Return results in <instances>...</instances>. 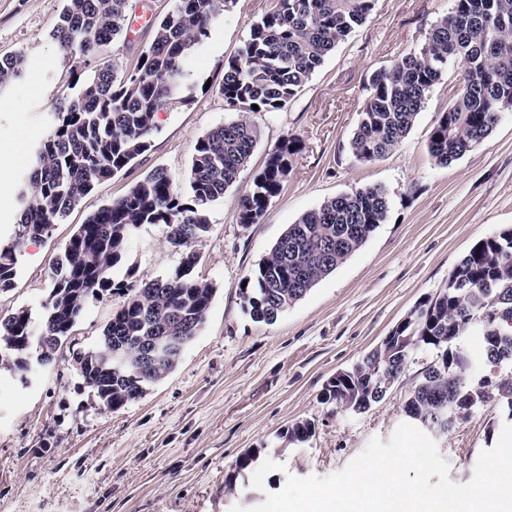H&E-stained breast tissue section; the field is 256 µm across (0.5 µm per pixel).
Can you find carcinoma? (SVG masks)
Listing matches in <instances>:
<instances>
[{"label":"carcinoma","mask_w":512,"mask_h":512,"mask_svg":"<svg viewBox=\"0 0 512 512\" xmlns=\"http://www.w3.org/2000/svg\"><path fill=\"white\" fill-rule=\"evenodd\" d=\"M130 0H64L52 39L61 53L87 62L124 35ZM235 0H176L153 27L149 46L133 70L117 77L108 62L81 80L76 94L51 107L49 130L33 153L19 185L18 229L0 244V290L12 285L24 240L49 236L54 224L78 207L96 186L109 180L150 147L155 117L186 99L187 51L208 36L218 14ZM374 0H277L276 8L251 26L241 54L224 65L219 93L241 112L219 124L194 148L189 186L182 194L163 168L148 172L125 195L102 206L79 225L52 272V289L39 317L27 309L0 316V364L24 377L38 362L51 363L91 299L112 290L124 301L113 312L97 346L75 357L83 384L100 405L117 410L140 398L173 371L186 346L205 323L214 286L195 275L194 244L208 232V206L223 198L247 166L259 141L250 120L253 106L276 112L310 79L338 43L361 26ZM460 66L448 110L430 131L427 147L446 166L478 147L512 109V0H454L451 13L433 25L422 47L374 73L362 119L350 140L355 158L372 162L391 153L411 130L427 94L448 71ZM22 53L0 57V94L23 75ZM300 140L284 138L269 154L251 188L240 198L238 222L256 224L283 189L290 158ZM388 213L386 191L366 186L340 194L305 212L288 228L240 289L253 319L272 323L296 300L359 250ZM143 224L167 227L169 244L181 252L171 272L155 279L112 280L133 232ZM497 312L512 313V226L478 241L448 276V286L412 310L394 330L402 342L381 343L351 368L336 373L324 388L325 401L342 411L362 413L380 402L378 373L394 380L421 349L435 353L424 366L404 405L406 417L422 429L444 434L453 409L490 403L512 411V333ZM482 324L485 360L507 368L492 374L491 391L480 377H465L468 355L461 349L471 320ZM125 341L126 360L113 362L114 340ZM157 340L167 351L158 367L144 369L139 345ZM308 421L288 430L304 443ZM258 459L249 452L225 479L236 494L238 479Z\"/></svg>","instance_id":"obj_1"}]
</instances>
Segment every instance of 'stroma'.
Returning <instances> with one entry per match:
<instances>
[{
	"label": "stroma",
	"instance_id": "obj_1",
	"mask_svg": "<svg viewBox=\"0 0 512 512\" xmlns=\"http://www.w3.org/2000/svg\"><path fill=\"white\" fill-rule=\"evenodd\" d=\"M277 0H237L212 24L208 37L185 55L192 91L156 116L151 146L98 186L48 237L25 240L17 275L0 290V315L29 309L39 315L51 273L79 224L124 195L148 171L165 168L186 190L194 146L212 127L237 119L218 93L225 63L245 45L251 24ZM174 0H131L129 17L145 16L128 40L104 48L116 73L131 71L151 37V23ZM63 0H0V57L23 53V77L0 95V144L32 153L45 135L53 103L76 93L78 63L51 38ZM452 0H375L367 20L325 58L283 108L252 113L261 137L248 165L223 199L208 209L210 230L195 245L199 278L216 293L201 331L162 382L126 406H99L75 370L74 354L95 347L119 295L90 300L55 362L29 385L0 369V512H229L264 502L286 474L326 476L341 470L372 438L389 440L404 423V405L417 375L432 359L416 355L385 398L355 414L324 402L337 372L361 361L408 313L438 294L480 239L512 225V111L503 112L483 143L448 166L431 158L427 141L456 85V65L433 86L415 124L384 158L364 163L350 150L373 74L418 50ZM301 140L281 194L260 223L237 219L240 197L284 137ZM30 167L16 165L0 180V239L17 228V186ZM381 186L389 209L366 243L276 322L254 321L240 286L289 224L324 200L365 186ZM161 224L134 231L124 263L151 279L173 270L181 254ZM311 422L305 443H290L295 423ZM502 423L496 408L474 410L436 436L451 481L471 480L481 451L492 448ZM249 449L285 464L265 478L266 492L224 480Z\"/></svg>",
	"mask_w": 512,
	"mask_h": 512
}]
</instances>
